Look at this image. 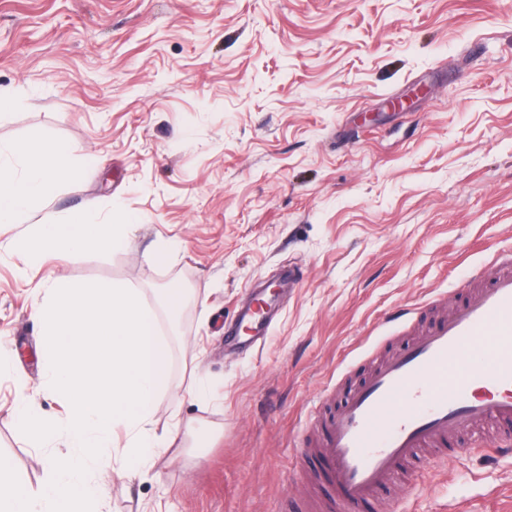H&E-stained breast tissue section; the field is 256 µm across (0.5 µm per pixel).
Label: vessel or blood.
<instances>
[{
	"instance_id": "vessel-or-blood-1",
	"label": "vessel or blood",
	"mask_w": 512,
	"mask_h": 512,
	"mask_svg": "<svg viewBox=\"0 0 512 512\" xmlns=\"http://www.w3.org/2000/svg\"><path fill=\"white\" fill-rule=\"evenodd\" d=\"M425 314L401 313L412 342L301 444L330 488L319 512H363L411 461L437 465L461 433L512 423V251L499 253L440 318L428 322ZM238 326L257 337L269 321L248 306Z\"/></svg>"
}]
</instances>
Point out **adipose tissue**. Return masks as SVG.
I'll return each instance as SVG.
<instances>
[{"label":"adipose tissue","instance_id":"ef3b65f1","mask_svg":"<svg viewBox=\"0 0 512 512\" xmlns=\"http://www.w3.org/2000/svg\"><path fill=\"white\" fill-rule=\"evenodd\" d=\"M80 173L70 148L55 141L0 142V224H12L38 202L52 197L62 179ZM135 215L122 223L94 222L89 211L72 214L63 223H43L24 246L28 259L48 254H77L89 248L108 251L121 246Z\"/></svg>","mask_w":512,"mask_h":512}]
</instances>
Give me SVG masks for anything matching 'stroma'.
<instances>
[{
    "label": "stroma",
    "instance_id": "obj_1",
    "mask_svg": "<svg viewBox=\"0 0 512 512\" xmlns=\"http://www.w3.org/2000/svg\"><path fill=\"white\" fill-rule=\"evenodd\" d=\"M4 88L26 102L0 114V142L54 140L99 163L0 224V454L35 488L67 451L62 432L23 439L12 415L23 389L65 415L38 392L47 274L139 289L170 348L151 427L176 440L137 475L111 473L103 512H284L319 495L299 453L312 412L338 411L407 343L403 309L459 299L512 249V0H0ZM87 206L139 223L122 248L19 274L32 222ZM162 240L177 250L158 264ZM287 266L299 277L266 336L227 342ZM171 287L187 292L175 316ZM500 441L462 434L371 512H512Z\"/></svg>",
    "mask_w": 512,
    "mask_h": 512
}]
</instances>
